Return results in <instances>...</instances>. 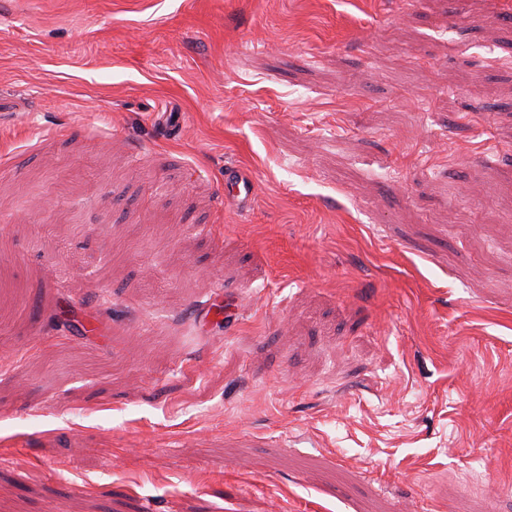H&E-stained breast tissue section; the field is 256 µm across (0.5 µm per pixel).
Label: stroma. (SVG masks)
<instances>
[{"instance_id": "stroma-1", "label": "stroma", "mask_w": 512, "mask_h": 512, "mask_svg": "<svg viewBox=\"0 0 512 512\" xmlns=\"http://www.w3.org/2000/svg\"><path fill=\"white\" fill-rule=\"evenodd\" d=\"M0 512H512V0H0ZM257 195V184L246 171L236 167L226 169L224 174V197L240 210H246Z\"/></svg>"}]
</instances>
